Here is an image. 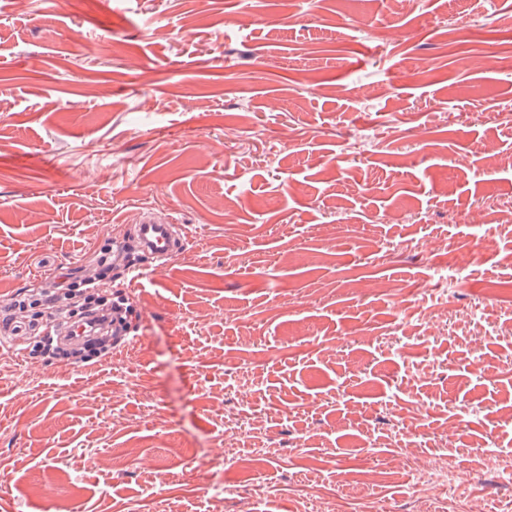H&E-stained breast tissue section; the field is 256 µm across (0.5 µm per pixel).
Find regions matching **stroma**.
<instances>
[{"label": "stroma", "instance_id": "35a3bbf8", "mask_svg": "<svg viewBox=\"0 0 512 512\" xmlns=\"http://www.w3.org/2000/svg\"><path fill=\"white\" fill-rule=\"evenodd\" d=\"M72 2L0 0V323L31 288L122 282L145 214L185 246L141 258L128 359L30 348L0 379V512H236L258 443L250 512L323 482L407 512L415 455L499 512L512 297L471 284L512 280V0ZM438 246L482 258L436 288ZM259 449L254 455L241 458L238 462L239 481L237 483L228 484L224 486V498L237 496L241 493L244 483L252 480V476L260 469L266 459L262 455L263 446H258Z\"/></svg>", "mask_w": 512, "mask_h": 512}]
</instances>
